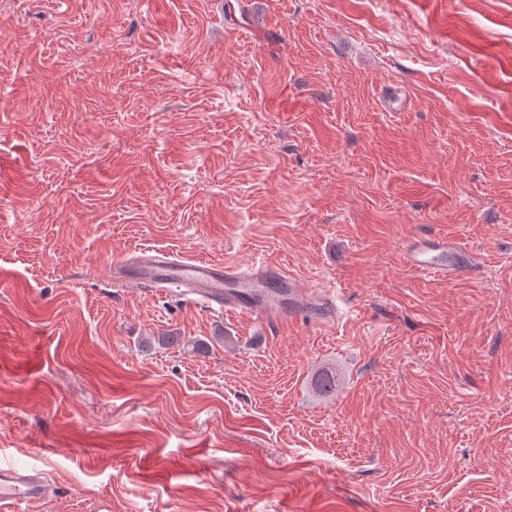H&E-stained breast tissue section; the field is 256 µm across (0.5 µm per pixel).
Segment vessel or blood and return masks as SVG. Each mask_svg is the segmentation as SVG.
<instances>
[{
    "mask_svg": "<svg viewBox=\"0 0 512 512\" xmlns=\"http://www.w3.org/2000/svg\"><path fill=\"white\" fill-rule=\"evenodd\" d=\"M405 266L416 273L441 278L475 270L474 251L449 235L416 238L406 248ZM113 273L122 283L146 286L165 292L170 288L203 298L208 307L225 313H244L260 319L282 315L278 301L259 296L268 283L287 288L295 310H303L307 299L293 275L281 267H243L215 261H182L160 248H139L120 263ZM50 485L43 471L0 464V506L44 500Z\"/></svg>",
    "mask_w": 512,
    "mask_h": 512,
    "instance_id": "b4317fda",
    "label": "vessel or blood"
}]
</instances>
